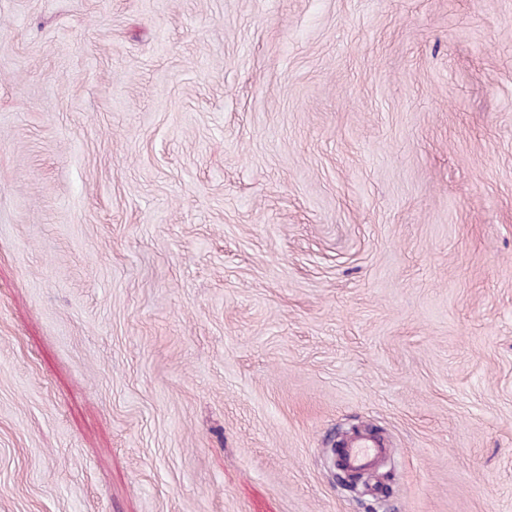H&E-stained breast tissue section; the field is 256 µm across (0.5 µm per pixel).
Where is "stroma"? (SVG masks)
<instances>
[{"instance_id":"obj_1","label":"stroma","mask_w":512,"mask_h":512,"mask_svg":"<svg viewBox=\"0 0 512 512\" xmlns=\"http://www.w3.org/2000/svg\"><path fill=\"white\" fill-rule=\"evenodd\" d=\"M0 512H512V0H0ZM389 455L386 446L368 441H358L344 448V464L349 470L371 471L378 462Z\"/></svg>"}]
</instances>
